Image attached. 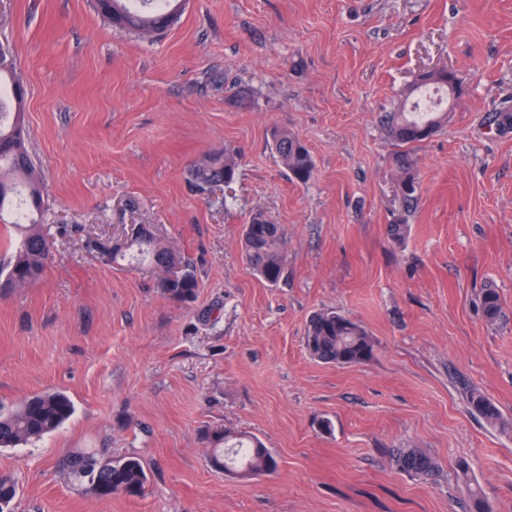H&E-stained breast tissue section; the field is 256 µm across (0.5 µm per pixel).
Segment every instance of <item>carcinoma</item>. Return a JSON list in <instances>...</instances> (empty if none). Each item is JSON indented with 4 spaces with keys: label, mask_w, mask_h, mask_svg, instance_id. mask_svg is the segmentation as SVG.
<instances>
[{
    "label": "carcinoma",
    "mask_w": 512,
    "mask_h": 512,
    "mask_svg": "<svg viewBox=\"0 0 512 512\" xmlns=\"http://www.w3.org/2000/svg\"><path fill=\"white\" fill-rule=\"evenodd\" d=\"M132 0H95L96 10L113 25L142 37L161 33L178 18L181 0H138L141 7H130ZM460 90L457 76L446 73L428 75L411 87V92L424 88L448 90V83ZM26 92L10 57L0 52V184H8L9 192H0V224L19 230L18 237L0 253V283L4 292L24 288L42 276L51 260L47 238L39 229L45 220V203L40 191V173L26 148L24 128ZM444 112H428L417 117L411 111L391 112L382 118L390 138L401 144L421 142L432 135L445 120ZM271 137L276 153L288 172L298 181L307 182L313 171L309 150L286 130L274 129ZM237 154L229 149L213 150L194 163L190 175L201 191L223 182L232 183L238 174ZM244 255L248 264L266 282L281 281L285 270V249L281 227L260 217L245 226ZM127 253L112 249V262L129 265L150 262L167 265L169 250L153 234L134 238ZM160 288L167 297L179 303H190L196 296L198 281L185 268L174 281L163 279ZM484 315L494 320L500 313V297L488 288L480 300ZM304 343L309 355L330 365H357L374 355V342L365 328L335 312L316 313L308 321ZM473 411L490 423L500 421L495 405L482 393L470 395ZM70 398L59 391H44L23 400L16 408H0V447L8 448L58 430L73 414ZM209 462L216 470L236 473L242 478L269 474L277 469L273 454L256 438L236 436L231 432L207 437ZM396 469L422 479H430L439 471L435 459L420 448L389 450ZM69 470L89 479V490L99 497L114 494L139 496L145 489L146 472L136 457L118 462L103 461L87 452L69 461ZM17 495V486L8 476H0V512H8Z\"/></svg>",
    "instance_id": "cac0c4a2"
}]
</instances>
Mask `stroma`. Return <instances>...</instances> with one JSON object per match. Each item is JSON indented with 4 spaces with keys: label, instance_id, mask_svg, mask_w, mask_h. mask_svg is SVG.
Here are the masks:
<instances>
[{
    "label": "stroma",
    "instance_id": "35a3bbf8",
    "mask_svg": "<svg viewBox=\"0 0 512 512\" xmlns=\"http://www.w3.org/2000/svg\"><path fill=\"white\" fill-rule=\"evenodd\" d=\"M0 50L28 88L53 253L0 295V407L46 390L75 404L53 434L0 448L13 512H464L473 485L512 512V130L489 122L512 102V0H183L151 38L92 0H0ZM439 68L462 86L446 125L398 145L381 116ZM276 128L309 149L307 182ZM224 148L236 181L199 191L191 165ZM256 216L284 230L275 285L242 256ZM135 224L190 263L192 303L164 297L166 268L107 255ZM323 311L361 324L373 357L311 358ZM475 389L505 428L472 413ZM224 429L258 437L277 470L215 471L205 436ZM409 447L440 477L397 471L386 451ZM81 451L137 457L143 494L88 493L66 466ZM271 137L283 166L295 179L303 183L307 182L314 167L309 150L288 131L274 129Z\"/></svg>",
    "mask_w": 512,
    "mask_h": 512
}]
</instances>
